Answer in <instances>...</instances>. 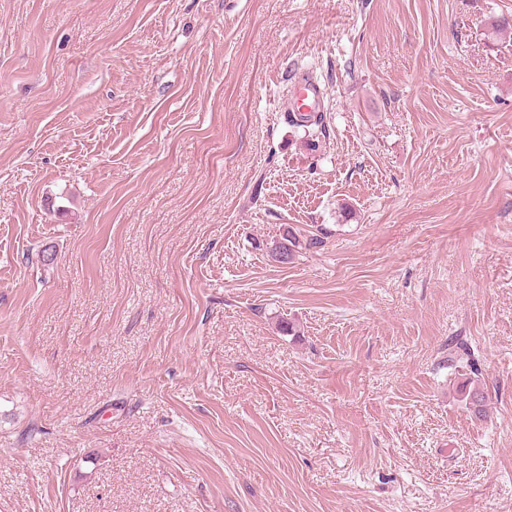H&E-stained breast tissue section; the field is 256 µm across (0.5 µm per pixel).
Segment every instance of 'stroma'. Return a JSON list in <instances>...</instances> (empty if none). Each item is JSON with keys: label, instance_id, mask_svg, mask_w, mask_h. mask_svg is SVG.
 Returning <instances> with one entry per match:
<instances>
[{"label": "stroma", "instance_id": "stroma-1", "mask_svg": "<svg viewBox=\"0 0 512 512\" xmlns=\"http://www.w3.org/2000/svg\"><path fill=\"white\" fill-rule=\"evenodd\" d=\"M0 512H512V0H0ZM292 90L294 93V112L288 113L289 121L303 127L320 126L322 129L323 126L325 129L324 115L321 112H317L323 101V89L310 78L299 75L294 77ZM299 112L317 113L300 114Z\"/></svg>", "mask_w": 512, "mask_h": 512}]
</instances>
